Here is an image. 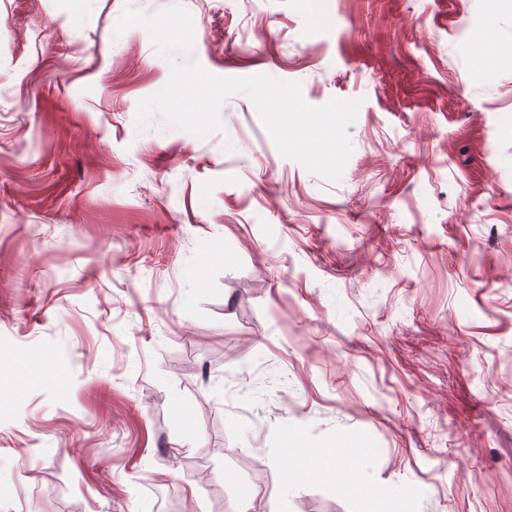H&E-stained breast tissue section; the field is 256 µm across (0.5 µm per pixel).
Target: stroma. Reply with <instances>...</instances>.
<instances>
[{
  "label": "stroma",
  "instance_id": "stroma-1",
  "mask_svg": "<svg viewBox=\"0 0 512 512\" xmlns=\"http://www.w3.org/2000/svg\"><path fill=\"white\" fill-rule=\"evenodd\" d=\"M174 60L359 100L341 177ZM238 501L512 512V0H0V512Z\"/></svg>",
  "mask_w": 512,
  "mask_h": 512
}]
</instances>
